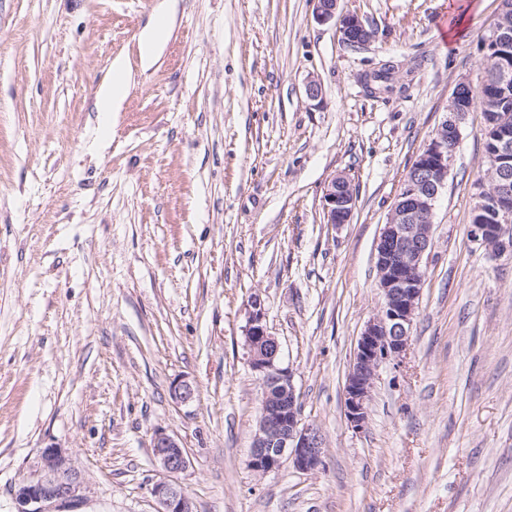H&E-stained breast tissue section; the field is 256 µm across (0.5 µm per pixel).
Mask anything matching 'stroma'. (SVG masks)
Wrapping results in <instances>:
<instances>
[{"label": "stroma", "instance_id": "1", "mask_svg": "<svg viewBox=\"0 0 512 512\" xmlns=\"http://www.w3.org/2000/svg\"><path fill=\"white\" fill-rule=\"evenodd\" d=\"M163 7L146 69L139 36ZM339 9L375 39L344 44L311 0H0V512L48 446L90 485L79 512H155L159 428L190 452L194 512H512V257L468 235L480 112L436 203L410 349L378 369L364 428L344 415L380 306L376 243L454 87L479 84L500 0ZM118 57L133 78L100 140ZM382 60L405 69L376 98L360 77ZM341 173L356 206L334 227ZM256 297L324 437L319 469L250 467ZM183 375L198 396L178 408ZM355 202L351 180L343 174L334 176L323 195V208L327 224L338 227L350 223L355 210ZM198 394L195 382L188 377H180L173 381L170 387V399L176 407L188 406L193 403Z\"/></svg>", "mask_w": 512, "mask_h": 512}]
</instances>
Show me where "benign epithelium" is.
Segmentation results:
<instances>
[{"mask_svg": "<svg viewBox=\"0 0 512 512\" xmlns=\"http://www.w3.org/2000/svg\"><path fill=\"white\" fill-rule=\"evenodd\" d=\"M321 22L337 21L343 43L363 47L370 39L361 17L337 13L339 0H311ZM512 0H503L499 16L482 38L480 52L490 51L500 66L512 55ZM448 113L435 135L416 155L402 181L388 220L376 246L377 288L381 297L378 314L369 320L345 381L344 414L352 428H363L377 369L395 361L409 346L413 317L424 281V257L430 247L437 199L448 183L460 125L465 112L448 98ZM491 145L486 152L490 186L481 179L473 194L472 240L494 256L512 254V135L490 114ZM351 180L339 174L323 195L327 223L339 227L351 222L355 210ZM246 343L252 368L261 380L260 417L251 445V466L266 473L287 458L300 470L322 464L324 440L318 429L302 424L301 405L291 373L280 366V343L265 323L259 298L251 301ZM198 394L187 377L173 381L170 399L176 407L188 406ZM151 448L159 476L150 488L155 512H193V504L178 481L191 459L177 434L156 430ZM89 486L64 448L41 449L32 471L14 488V512H71L87 499Z\"/></svg>", "mask_w": 512, "mask_h": 512, "instance_id": "1", "label": "benign epithelium"}]
</instances>
